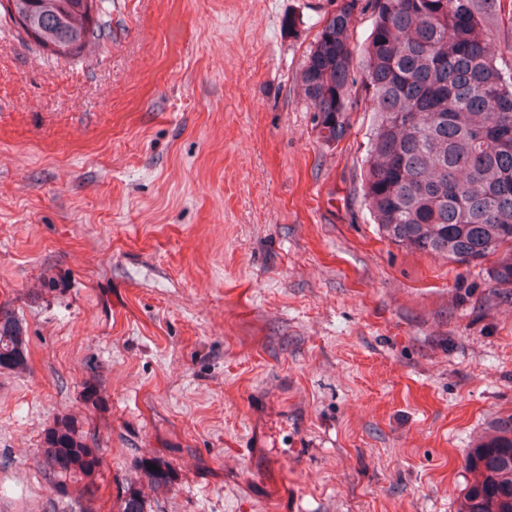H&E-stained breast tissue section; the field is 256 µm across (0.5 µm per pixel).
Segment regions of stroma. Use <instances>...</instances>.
I'll use <instances>...</instances> for the list:
<instances>
[{"instance_id":"35a3bbf8","label":"stroma","mask_w":512,"mask_h":512,"mask_svg":"<svg viewBox=\"0 0 512 512\" xmlns=\"http://www.w3.org/2000/svg\"><path fill=\"white\" fill-rule=\"evenodd\" d=\"M342 3L112 0L75 62L0 14V305L28 364L0 368V512L88 504L39 463L63 416L102 456L94 512H456L512 413V303L373 223L369 101L319 137L298 76Z\"/></svg>"}]
</instances>
